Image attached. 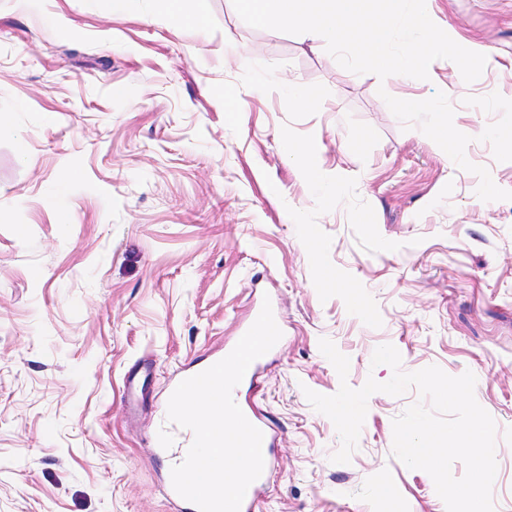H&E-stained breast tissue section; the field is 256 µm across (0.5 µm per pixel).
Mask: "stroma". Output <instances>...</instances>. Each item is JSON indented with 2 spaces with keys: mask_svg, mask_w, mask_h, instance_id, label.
<instances>
[{
  "mask_svg": "<svg viewBox=\"0 0 512 512\" xmlns=\"http://www.w3.org/2000/svg\"><path fill=\"white\" fill-rule=\"evenodd\" d=\"M204 26L104 0H0V512H173L157 434L180 375L270 302L286 339L241 389L275 440L254 512H446L392 452L419 394H373L346 464L305 390L472 371L512 512V201H481L383 100L445 92L468 160L512 190V0H431L497 66L467 83L342 68L324 42L189 0ZM313 90L296 103L289 85ZM305 146L304 155L289 146ZM350 360L340 379L319 349Z\"/></svg>",
  "mask_w": 512,
  "mask_h": 512,
  "instance_id": "stroma-1",
  "label": "stroma"
}]
</instances>
